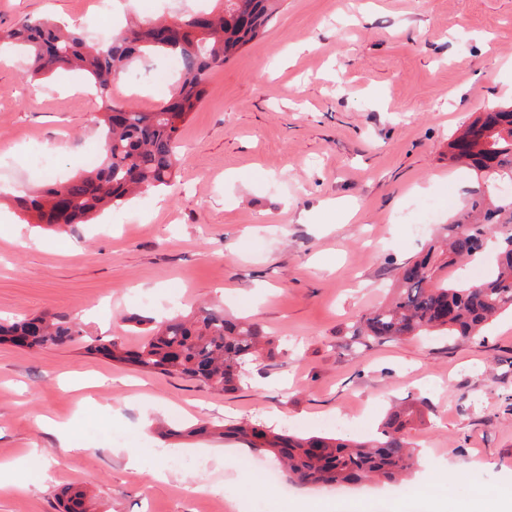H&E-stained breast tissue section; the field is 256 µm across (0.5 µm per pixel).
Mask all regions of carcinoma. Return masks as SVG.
<instances>
[{"label":"carcinoma","mask_w":512,"mask_h":512,"mask_svg":"<svg viewBox=\"0 0 512 512\" xmlns=\"http://www.w3.org/2000/svg\"><path fill=\"white\" fill-rule=\"evenodd\" d=\"M216 2L219 7L205 13L170 20L144 17L105 43L61 28L50 15L0 32V50L29 52L27 75L32 78L59 68L85 71L97 87L102 108L100 164L61 186L51 183L19 197L21 210L47 229L60 230L85 224L99 211L170 183L178 164L181 125L201 104L208 74L264 34L283 0ZM154 54L180 61L181 79L169 100L149 111L114 100L113 81L136 60ZM448 163L464 164L482 179L469 191L463 220L442 225L441 240L401 267L391 302L363 314L353 325L355 343L431 335L472 340L500 314L512 311V195L498 191L500 183L512 182V104L477 113L448 142ZM491 240L498 248L493 274L467 282L442 275L480 257L481 244ZM82 337L78 323L49 315L0 322V344L42 349ZM85 349L220 391L238 388L248 366L280 355L276 337L256 323L227 319L222 309L157 321L135 349L118 336L110 344L91 342ZM413 414L411 405L396 407L378 435L362 442L280 433L246 421L222 428L220 435L273 457L288 478L302 484L396 483L414 464L416 443L407 432Z\"/></svg>","instance_id":"1"}]
</instances>
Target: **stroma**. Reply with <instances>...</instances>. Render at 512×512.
<instances>
[{"label": "stroma", "instance_id": "1", "mask_svg": "<svg viewBox=\"0 0 512 512\" xmlns=\"http://www.w3.org/2000/svg\"><path fill=\"white\" fill-rule=\"evenodd\" d=\"M212 0H0V28L53 13L111 35L129 17H172ZM177 79L154 56L112 86L142 110ZM512 101V0H286L264 36L206 81L181 129L171 184L71 231L27 222L15 199L82 173L101 146L89 78L24 77L0 59V320L58 315L84 339L207 307L279 336L275 362L235 390L149 373L68 343L0 344V463L24 487L0 512H466L475 487L512 486V314L483 339L352 343L386 302L424 201L447 223L476 176L448 162V140L476 112ZM127 346L137 339L123 335ZM416 403L417 462L399 482L340 491L269 480L272 458L217 438L178 443L167 428L251 421L363 440L389 409ZM69 424L61 447L48 420ZM146 444L138 466L125 449ZM435 493L425 496L421 477Z\"/></svg>", "mask_w": 512, "mask_h": 512}]
</instances>
